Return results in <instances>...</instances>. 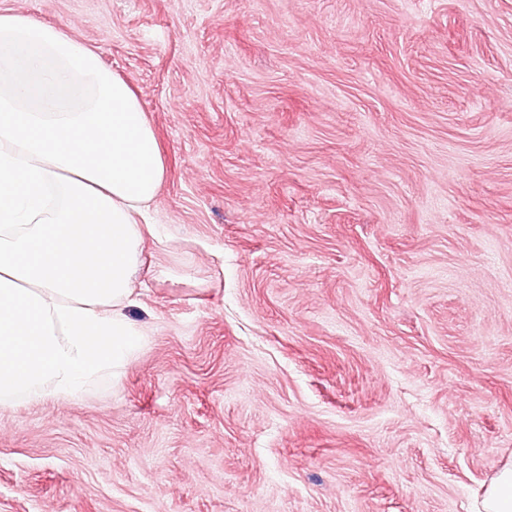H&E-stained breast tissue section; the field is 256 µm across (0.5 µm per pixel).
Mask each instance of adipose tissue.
<instances>
[{"mask_svg":"<svg viewBox=\"0 0 512 512\" xmlns=\"http://www.w3.org/2000/svg\"><path fill=\"white\" fill-rule=\"evenodd\" d=\"M166 176L129 83L73 34L0 10V405L78 399L139 351L140 220ZM475 512H512V462Z\"/></svg>","mask_w":512,"mask_h":512,"instance_id":"ef3b65f1","label":"adipose tissue"}]
</instances>
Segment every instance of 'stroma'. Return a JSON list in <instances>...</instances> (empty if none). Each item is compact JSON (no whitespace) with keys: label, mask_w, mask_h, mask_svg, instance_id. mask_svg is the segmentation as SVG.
I'll use <instances>...</instances> for the list:
<instances>
[{"label":"stroma","mask_w":512,"mask_h":512,"mask_svg":"<svg viewBox=\"0 0 512 512\" xmlns=\"http://www.w3.org/2000/svg\"><path fill=\"white\" fill-rule=\"evenodd\" d=\"M134 88L131 316L0 407V512H472L512 461V0H0Z\"/></svg>","instance_id":"stroma-1"}]
</instances>
